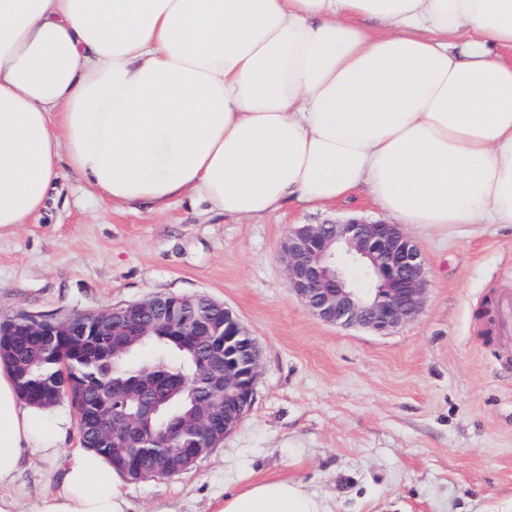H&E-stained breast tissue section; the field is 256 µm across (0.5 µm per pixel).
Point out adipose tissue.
Listing matches in <instances>:
<instances>
[{"label":"adipose tissue","instance_id":"obj_1","mask_svg":"<svg viewBox=\"0 0 512 512\" xmlns=\"http://www.w3.org/2000/svg\"><path fill=\"white\" fill-rule=\"evenodd\" d=\"M384 24L369 31L367 22ZM512 0H0V233L64 172L112 204L194 194L255 218L367 187L401 225L512 224ZM0 362V489L34 512H127L122 475ZM214 512H333L267 478ZM59 471L56 464L38 455H31L13 485L1 489V493L13 496L18 509L29 512V508L40 496L58 487Z\"/></svg>","mask_w":512,"mask_h":512}]
</instances>
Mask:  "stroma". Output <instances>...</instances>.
Returning <instances> with one entry per match:
<instances>
[{
    "instance_id": "35a3bbf8",
    "label": "stroma",
    "mask_w": 512,
    "mask_h": 512,
    "mask_svg": "<svg viewBox=\"0 0 512 512\" xmlns=\"http://www.w3.org/2000/svg\"><path fill=\"white\" fill-rule=\"evenodd\" d=\"M388 217L359 191L261 218L186 196L114 211L65 180L46 210L0 234V318L61 320L155 294L204 295L262 350L252 406L191 469L126 481L129 512H211L264 477H295L334 512H512V351L484 314L512 290V225L411 224L426 261L421 312L380 336L326 324L288 285L295 224ZM30 456L7 492L20 512L57 488Z\"/></svg>"
}]
</instances>
